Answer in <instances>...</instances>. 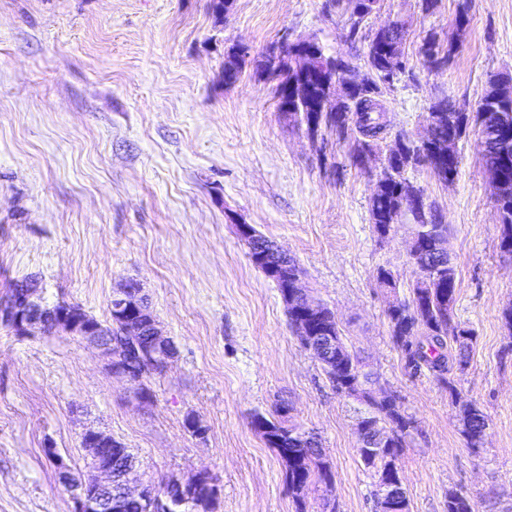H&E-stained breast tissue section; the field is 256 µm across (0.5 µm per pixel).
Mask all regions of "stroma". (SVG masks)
I'll list each match as a JSON object with an SVG mask.
<instances>
[{"label": "stroma", "mask_w": 512, "mask_h": 512, "mask_svg": "<svg viewBox=\"0 0 512 512\" xmlns=\"http://www.w3.org/2000/svg\"><path fill=\"white\" fill-rule=\"evenodd\" d=\"M0 0V294L38 276L47 302L79 304L106 323L127 281L147 295L177 355L147 385L150 403L112 374L100 350L56 333L0 326V512H74L58 457L86 472L92 428L136 458L135 483L209 471L214 512H296L279 457L253 429L285 406L316 432L331 486L310 484L306 512H373L375 481L357 455L358 405L338 395L292 331L275 283L255 268L236 227L253 225L292 256L311 295L336 314L368 371L395 391L418 427L400 457L410 512H446L449 489L476 512H512V255L480 154V127L457 143L453 182L412 177L448 226L456 319L475 343L458 399L432 376H410L394 347L379 268L400 290L415 278L409 223L375 233L370 199L393 137L426 135L432 103L475 113L497 73L512 74V0H380L356 40L327 0ZM467 25L458 29L459 12ZM406 26V69L385 93L392 136L365 164L347 142L277 110L273 84L243 67L224 82L232 50L257 56L283 31L367 72L369 38ZM453 47L429 68L428 35ZM488 417L482 448L460 432L457 400ZM193 417L201 434L185 427Z\"/></svg>", "instance_id": "obj_1"}]
</instances>
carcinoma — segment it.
I'll list each match as a JSON object with an SVG mask.
<instances>
[{"label":"carcinoma","mask_w":512,"mask_h":512,"mask_svg":"<svg viewBox=\"0 0 512 512\" xmlns=\"http://www.w3.org/2000/svg\"><path fill=\"white\" fill-rule=\"evenodd\" d=\"M378 2L348 0L350 38H356L361 23L375 10ZM404 37V27L398 23L389 29L377 31L365 51L368 76L349 78L353 72L350 63L336 57L334 62L327 64L323 76H307L305 93L292 103L284 99L283 87L299 80V76L286 68L285 63L275 61L268 51L252 59L246 53L232 52L224 66V83L235 82L243 65L250 64L256 75L274 82L278 107L288 103L294 106V111L283 113L285 118L305 125L310 135L322 128L336 133L338 139L351 144L352 158L361 163L379 146L380 134L386 128L383 95L387 86L405 70L400 51ZM422 54L435 67L448 62V56L440 55L439 47L431 37L424 42ZM338 84L343 86L344 100L335 103L333 88ZM480 104L487 107L485 112H476L481 138L489 142V147L481 148L485 170L489 179L501 177L508 186V194L498 204L502 217L500 248L512 254V145L504 149L492 141L493 127L512 129V75L491 76ZM429 115L433 128L428 140L415 143L399 134L397 140L403 142L402 150L385 158L382 182L378 192L370 199L372 224L381 238L388 226L398 223L404 199L423 193V189L409 179L408 171L426 166L443 183L457 175L458 158L438 163L434 161V155L439 144L448 140V136L462 137L470 117L457 110L449 98L430 106ZM440 273V281L432 287L418 279L414 280L405 296L400 295L399 285L392 273L383 267L377 272V284L381 289L391 290L396 296L397 305L386 309V315L392 343L401 352L405 368L415 375L428 372L454 397L457 394L455 377L464 373L469 364L474 336L470 329L456 320L457 273L451 257H446ZM344 348V369L318 351H312L334 387L349 376L348 368L357 371L361 364V358L352 347L346 344ZM359 405L362 411L358 425H367L362 447L376 449L374 458L358 451L364 468L374 472L378 462L388 465L392 461H399L406 439L415 430L413 417L402 406L382 414L366 402L361 401ZM285 413L284 408L277 409L268 417L257 413L253 415L251 424L262 425L259 435L279 456L298 512H305L304 492L308 485L316 481L328 487L332 484L333 475L329 466L321 461L322 448L308 440L306 430L293 423L284 425ZM459 417L461 433L467 445L471 448L482 447L488 426L485 412L473 403L463 402L459 405ZM111 448L112 471L120 475L123 469L131 466L133 454L116 439L112 440ZM213 483L214 478L209 473L189 483L184 492L187 502L178 507L177 512H211L216 500ZM446 512H475V507L466 493L450 490Z\"/></svg>","instance_id":"1"}]
</instances>
